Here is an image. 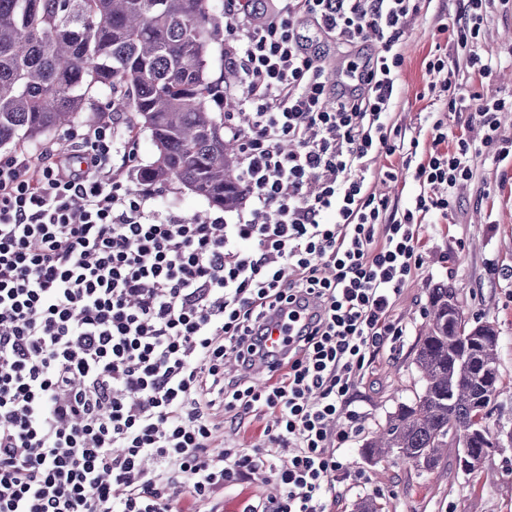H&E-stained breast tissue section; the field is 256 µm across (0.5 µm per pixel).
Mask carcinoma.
<instances>
[{
    "instance_id": "cac0c4a2",
    "label": "carcinoma",
    "mask_w": 512,
    "mask_h": 512,
    "mask_svg": "<svg viewBox=\"0 0 512 512\" xmlns=\"http://www.w3.org/2000/svg\"><path fill=\"white\" fill-rule=\"evenodd\" d=\"M222 36L210 0H0V146L72 122L95 86L150 132L157 158L142 179L234 208L242 186L239 149L224 142L226 77L212 79L208 67ZM429 304L415 345L422 392L389 416L366 453L391 448L433 471L448 458V439L462 436L456 469L472 474L498 448L485 424L500 392L498 330L469 323L451 288L432 289Z\"/></svg>"
}]
</instances>
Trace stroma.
Segmentation results:
<instances>
[{"mask_svg": "<svg viewBox=\"0 0 512 512\" xmlns=\"http://www.w3.org/2000/svg\"><path fill=\"white\" fill-rule=\"evenodd\" d=\"M462 0H423L421 11L410 18L399 42L403 64L391 122L407 135L428 141L429 113L447 117L442 103L433 102L430 85L454 78L466 89H479L480 78L466 66L463 51L453 44L451 26ZM446 55V71L432 72L428 60L435 52ZM479 51L498 58L501 68L490 78V88L512 95V8L492 0ZM105 120L126 129L134 125L132 112L108 108L95 96L74 122L38 141L19 140L0 147V156L42 147H67L74 135ZM423 265L406 283L393 314L403 335L388 340L377 354L372 373L351 393L352 409L363 412L366 429L339 448L337 455L356 474L353 488L336 512H357L362 501L373 499L384 512H512V283L493 279L490 264L512 269V158L501 163L481 160L475 177L457 190L455 208L447 220L429 225L423 240ZM453 288L467 317L493 322L500 336L499 364L502 384L488 424L501 440L485 462L481 477L458 472L422 471L394 457L373 459L365 444L382 429L398 406L417 397L422 382L414 363V346L425 331V311L431 289Z\"/></svg>", "mask_w": 512, "mask_h": 512, "instance_id": "obj_1", "label": "stroma"}]
</instances>
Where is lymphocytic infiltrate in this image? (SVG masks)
<instances>
[{"mask_svg":"<svg viewBox=\"0 0 512 512\" xmlns=\"http://www.w3.org/2000/svg\"><path fill=\"white\" fill-rule=\"evenodd\" d=\"M421 0H226L237 32L247 129L234 221L161 209L127 187L114 153L132 129L105 121L72 149L0 159V512H335L351 472L336 450L365 429L349 393L371 354L402 335L394 303L422 265L428 225L447 218L475 162L512 157L498 114L512 99L448 82L437 97L483 136L418 138L390 126L404 23ZM487 0H465L453 34L469 68ZM375 51L337 90L325 47ZM401 155L420 190L386 222L370 189L379 155ZM290 333L264 383L268 319ZM239 372L224 373L225 360ZM261 425L251 448L224 423Z\"/></svg>","mask_w":512,"mask_h":512,"instance_id":"f902f5d3","label":"lymphocytic infiltrate"}]
</instances>
